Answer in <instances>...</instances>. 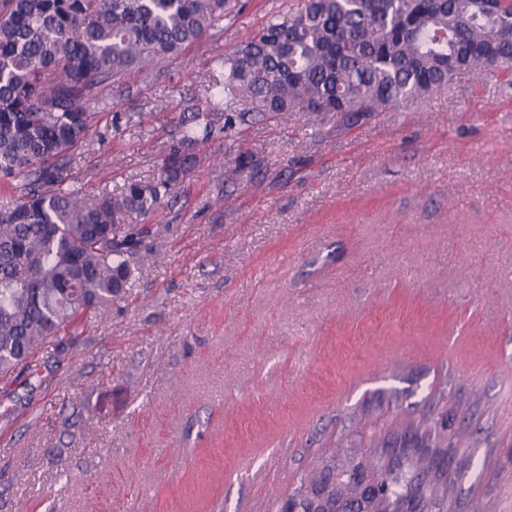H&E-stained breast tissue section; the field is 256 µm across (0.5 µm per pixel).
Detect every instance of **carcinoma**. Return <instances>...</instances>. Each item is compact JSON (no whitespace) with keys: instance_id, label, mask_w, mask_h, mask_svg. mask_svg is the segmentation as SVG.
<instances>
[{"instance_id":"cac0c4a2","label":"carcinoma","mask_w":512,"mask_h":512,"mask_svg":"<svg viewBox=\"0 0 512 512\" xmlns=\"http://www.w3.org/2000/svg\"><path fill=\"white\" fill-rule=\"evenodd\" d=\"M224 0H0V373L36 372L35 351L65 355L79 319L112 305L135 273L163 260L140 249L127 217L154 204L206 154L215 133L251 115L334 113L353 125L448 86L512 68V3L486 0H300L224 53L210 112L181 124L165 179L86 199L71 188L80 150L113 79L159 68L203 38ZM447 422L393 421L376 447L409 455L398 473L382 456L326 449L288 497L298 512H337L378 484L365 512H444L452 483L415 450L448 455Z\"/></svg>"}]
</instances>
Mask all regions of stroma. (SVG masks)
I'll use <instances>...</instances> for the list:
<instances>
[{"label": "stroma", "instance_id": "35a3bbf8", "mask_svg": "<svg viewBox=\"0 0 512 512\" xmlns=\"http://www.w3.org/2000/svg\"><path fill=\"white\" fill-rule=\"evenodd\" d=\"M282 0H238L162 68L116 80L74 186L162 179L225 51ZM132 214L163 264L82 321L79 351L0 376V512H274L330 446L448 412L454 512H512V74L453 76L347 127L217 136Z\"/></svg>", "mask_w": 512, "mask_h": 512}]
</instances>
